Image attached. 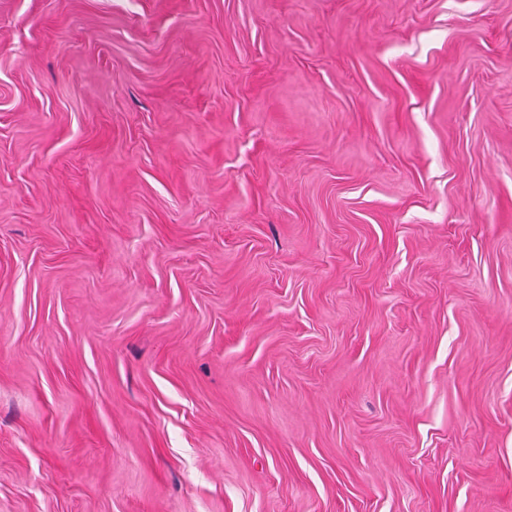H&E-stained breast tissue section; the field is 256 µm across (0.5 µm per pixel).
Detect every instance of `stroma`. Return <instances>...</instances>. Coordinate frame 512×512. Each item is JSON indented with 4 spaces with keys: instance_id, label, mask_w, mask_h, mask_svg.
<instances>
[{
    "instance_id": "stroma-1",
    "label": "stroma",
    "mask_w": 512,
    "mask_h": 512,
    "mask_svg": "<svg viewBox=\"0 0 512 512\" xmlns=\"http://www.w3.org/2000/svg\"><path fill=\"white\" fill-rule=\"evenodd\" d=\"M0 512H512V0H0Z\"/></svg>"
}]
</instances>
